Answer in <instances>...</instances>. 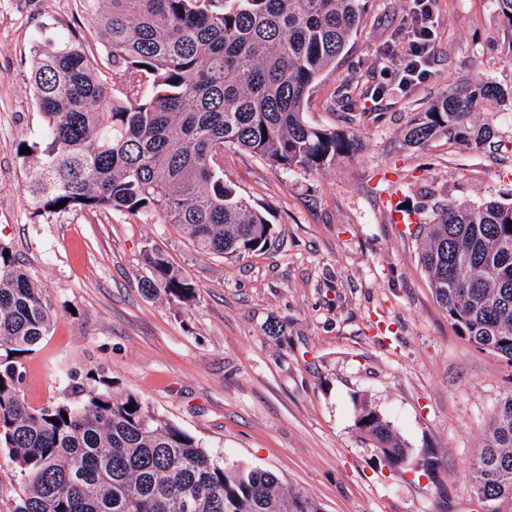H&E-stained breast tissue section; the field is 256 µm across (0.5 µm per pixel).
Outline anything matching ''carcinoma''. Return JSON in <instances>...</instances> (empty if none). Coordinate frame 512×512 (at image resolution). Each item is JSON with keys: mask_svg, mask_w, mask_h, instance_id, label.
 I'll list each match as a JSON object with an SVG mask.
<instances>
[{"mask_svg": "<svg viewBox=\"0 0 512 512\" xmlns=\"http://www.w3.org/2000/svg\"><path fill=\"white\" fill-rule=\"evenodd\" d=\"M100 29L108 72L80 35L37 37L31 72L45 117L29 177L44 211L110 210L171 224L199 251L244 257L272 228L224 179V150L283 173L352 158L348 130L313 126L303 109L363 22L365 0H80ZM512 60V0H493ZM505 97L491 81L450 89L420 113L405 140L455 137L479 103ZM422 265L448 318L480 348L512 363V203H448L432 210ZM150 295L197 299L160 253L146 257ZM41 290L0 243V447L22 479L16 512H323L274 472L224 462L139 395L117 398L99 370L66 371L63 396L25 399L22 355L50 333ZM133 405L134 410L126 409ZM356 426L391 468L435 473L370 404ZM468 488L512 512V392L496 409Z\"/></svg>", "mask_w": 512, "mask_h": 512, "instance_id": "carcinoma-1", "label": "carcinoma"}]
</instances>
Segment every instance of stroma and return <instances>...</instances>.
<instances>
[{"label": "stroma", "mask_w": 512, "mask_h": 512, "mask_svg": "<svg viewBox=\"0 0 512 512\" xmlns=\"http://www.w3.org/2000/svg\"><path fill=\"white\" fill-rule=\"evenodd\" d=\"M405 0H368L362 26L305 106L317 126L350 128L360 153L313 172L281 173L225 151L224 177L272 224L268 249L223 258L169 224L112 211L36 216L21 144L44 117L28 80L35 36L90 35L79 0H0V243L10 246L54 315L26 354L23 392L60 397L64 369L98 368L114 392L143 397L227 462L275 472L325 512H482L466 487L512 365L461 336L419 261V227L394 203L512 202V102L468 120L489 144L403 139L448 88L485 80L512 91V61L494 46L492 0H432L428 79L382 93L378 51L396 42ZM355 115L353 124L344 113ZM164 254L199 288L196 302L142 294L146 256ZM366 399L411 448L434 453L436 477L391 470L355 428Z\"/></svg>", "instance_id": "1"}]
</instances>
